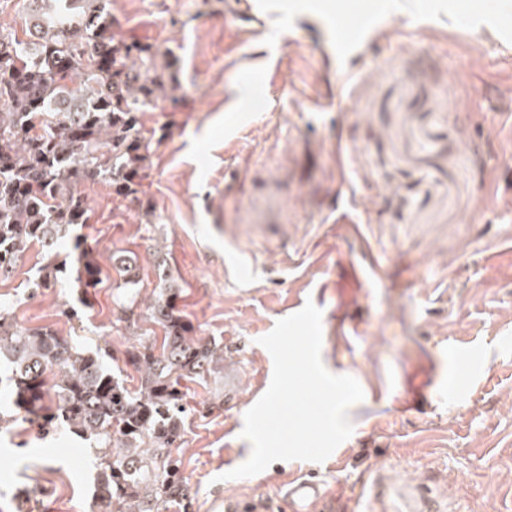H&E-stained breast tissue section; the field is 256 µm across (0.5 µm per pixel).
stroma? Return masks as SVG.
<instances>
[{
	"mask_svg": "<svg viewBox=\"0 0 512 512\" xmlns=\"http://www.w3.org/2000/svg\"><path fill=\"white\" fill-rule=\"evenodd\" d=\"M108 0L114 26L177 61L175 91L144 112L152 134L138 198L82 185L80 230L102 283L76 279L72 236L33 244L0 277L18 325L48 327L135 386L126 353L161 345L146 317L162 286L224 348V376L185 383L187 505L224 512L228 497L283 512L285 475L311 472L335 512H397L389 487L419 485L446 512H512V10L497 0ZM363 14L372 44L336 51L339 16ZM493 17V26L483 25ZM137 261L136 306L117 305ZM57 284L36 287L46 265ZM321 308L322 361L364 391L352 435L324 462L277 461L241 479L244 415L266 392L260 345L306 301ZM478 347L470 375L448 356ZM468 376L466 394L428 403L419 385ZM230 387L233 407L215 398ZM96 457L66 430L0 427V512H96Z\"/></svg>",
	"mask_w": 512,
	"mask_h": 512,
	"instance_id": "obj_1",
	"label": "stroma"
}]
</instances>
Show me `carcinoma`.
<instances>
[{
  "mask_svg": "<svg viewBox=\"0 0 512 512\" xmlns=\"http://www.w3.org/2000/svg\"><path fill=\"white\" fill-rule=\"evenodd\" d=\"M107 0H26L22 32L0 31V273L26 245L47 248L89 221L79 186L101 180L116 195L138 193L151 156L140 114L175 81L168 54L121 38ZM77 279L95 288L102 271L75 238ZM163 288L148 307L166 336L127 353L139 373L134 392L112 376L99 352L48 329L19 327L0 307V358L22 420L61 426L96 449L98 512H158L187 500L177 454L185 412L183 379L216 378L224 357L192 339L176 310L173 280L157 264Z\"/></svg>",
  "mask_w": 512,
  "mask_h": 512,
  "instance_id": "carcinoma-1",
  "label": "carcinoma"
}]
</instances>
